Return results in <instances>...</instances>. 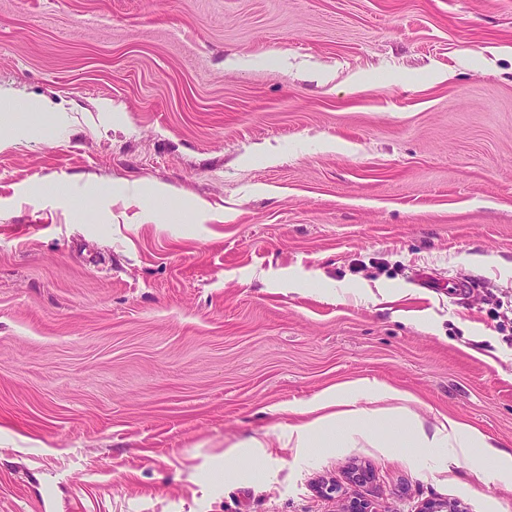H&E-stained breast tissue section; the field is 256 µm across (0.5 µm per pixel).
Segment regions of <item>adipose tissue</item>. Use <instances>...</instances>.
<instances>
[{"label":"adipose tissue","mask_w":512,"mask_h":512,"mask_svg":"<svg viewBox=\"0 0 512 512\" xmlns=\"http://www.w3.org/2000/svg\"><path fill=\"white\" fill-rule=\"evenodd\" d=\"M410 400L407 391L368 378L333 385L298 407L302 422L288 426L279 442L300 452L344 448L363 438L382 448H444L452 459L471 457L481 448L487 461L476 464V474L489 480L512 478V452L497 448L480 430L455 418L442 417L430 431L416 420L402 430L400 417L407 414Z\"/></svg>","instance_id":"1"}]
</instances>
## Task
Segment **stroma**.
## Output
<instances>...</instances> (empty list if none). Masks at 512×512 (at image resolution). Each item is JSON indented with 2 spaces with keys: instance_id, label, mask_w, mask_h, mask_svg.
Segmentation results:
<instances>
[{
  "instance_id": "obj_1",
  "label": "stroma",
  "mask_w": 512,
  "mask_h": 512,
  "mask_svg": "<svg viewBox=\"0 0 512 512\" xmlns=\"http://www.w3.org/2000/svg\"><path fill=\"white\" fill-rule=\"evenodd\" d=\"M0 86V512H512L444 449L224 473L361 377L512 452V0H0ZM239 448H254L249 456L250 461L267 463L270 461L271 455L268 453L267 448H274L268 446L266 442L258 439H251L245 443H237L224 450V462L226 468L233 467V465L243 459Z\"/></svg>"
}]
</instances>
